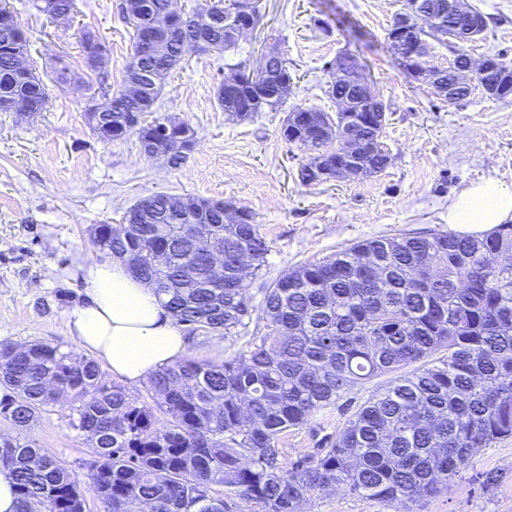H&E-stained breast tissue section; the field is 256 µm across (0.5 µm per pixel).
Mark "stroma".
<instances>
[{
  "label": "stroma",
  "instance_id": "obj_1",
  "mask_svg": "<svg viewBox=\"0 0 512 512\" xmlns=\"http://www.w3.org/2000/svg\"><path fill=\"white\" fill-rule=\"evenodd\" d=\"M20 2L9 0L29 32L37 69L63 48L80 80L49 84L46 111L0 112V341L75 349L67 316L87 298L80 267L98 256L90 230L122 224L125 211L149 194L218 199L254 213L269 245L261 279L246 282L255 306L262 280L299 264L379 236L451 231L448 201L475 181L493 178L512 188V97L477 92L451 103L408 78L386 40L403 0H259L260 23L240 47L255 55L271 50L267 33L281 32L279 49L293 78L288 106L335 114L324 94L329 76L323 66L342 52L359 58L388 106V168L362 180L311 184L300 178L309 153L282 135L285 112L237 122L218 106L215 90L225 69L223 56L214 53L186 54L158 102L159 113L195 132V149L180 167L146 157L137 134L98 139L85 121L94 76L81 55L79 29L88 26L107 42L106 69L113 90H120L133 53L121 0H76L77 14L65 29L20 9ZM465 2L491 18L466 53L476 60L497 53L512 60V0ZM388 381L376 377L289 429L279 442L283 458L328 447L355 407ZM69 414L68 400H61L27 435L82 478L92 449L70 427ZM490 473L496 480L489 484ZM302 510L390 512L384 503L345 490L313 497ZM414 512H512V437L478 450L447 492L420 498Z\"/></svg>",
  "mask_w": 512,
  "mask_h": 512
}]
</instances>
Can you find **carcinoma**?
<instances>
[{"label": "carcinoma", "mask_w": 512, "mask_h": 512, "mask_svg": "<svg viewBox=\"0 0 512 512\" xmlns=\"http://www.w3.org/2000/svg\"><path fill=\"white\" fill-rule=\"evenodd\" d=\"M124 17L133 49L168 0H145ZM177 28L157 34L160 51L144 59L142 90L112 100L97 137L111 139L123 114L153 111L184 54ZM226 66L249 57L225 30L214 33ZM22 42L0 24V99L21 96L47 108L38 77L18 71ZM278 89L251 103L216 89L228 117L246 121L277 112L291 82L284 54L269 55ZM72 73L70 55H54L53 80ZM288 143L314 153L305 168L336 170V153L322 151L337 129L324 112H295ZM384 125L358 127L362 177L376 166ZM166 194L147 203L149 223L96 224L92 243L107 253L129 251L146 281L177 320L193 331L245 348L220 363L182 359L148 378L147 398L108 382L100 364L60 345L18 347L0 341V469L15 476L16 512H85V494L67 465L25 436L58 397L70 403V427L93 448L87 491L101 512H302V505L338 488L410 512L419 497L439 493L481 448L512 436V224L477 235L436 231L358 242L319 262L300 264L261 289L256 330L253 306L239 275L238 254H250L258 276L269 251L252 211L248 222L224 223L206 200L183 198L186 223L169 215ZM191 224L224 236V289L207 287L215 275L190 240ZM411 371H405L409 366ZM385 374L348 419L331 446L287 463L281 435L336 404L352 388Z\"/></svg>", "instance_id": "1"}]
</instances>
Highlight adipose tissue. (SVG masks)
I'll return each mask as SVG.
<instances>
[{"instance_id":"ef3b65f1","label":"adipose tissue","mask_w":512,"mask_h":512,"mask_svg":"<svg viewBox=\"0 0 512 512\" xmlns=\"http://www.w3.org/2000/svg\"><path fill=\"white\" fill-rule=\"evenodd\" d=\"M448 221L464 232L512 221V189L487 179L462 189L448 204ZM86 301L68 314L79 349L106 365L128 387L173 364L186 341L153 288L136 279L125 262L93 260L83 265Z\"/></svg>"}]
</instances>
